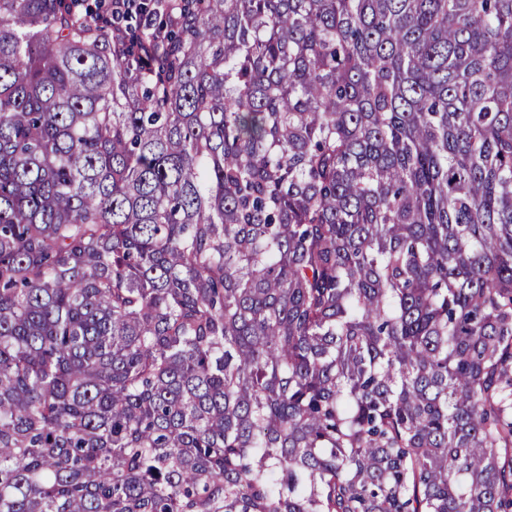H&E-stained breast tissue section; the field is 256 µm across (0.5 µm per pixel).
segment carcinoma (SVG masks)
<instances>
[{"mask_svg":"<svg viewBox=\"0 0 512 512\" xmlns=\"http://www.w3.org/2000/svg\"><path fill=\"white\" fill-rule=\"evenodd\" d=\"M0 0V512H512V0Z\"/></svg>","mask_w":512,"mask_h":512,"instance_id":"obj_1","label":"carcinoma"}]
</instances>
